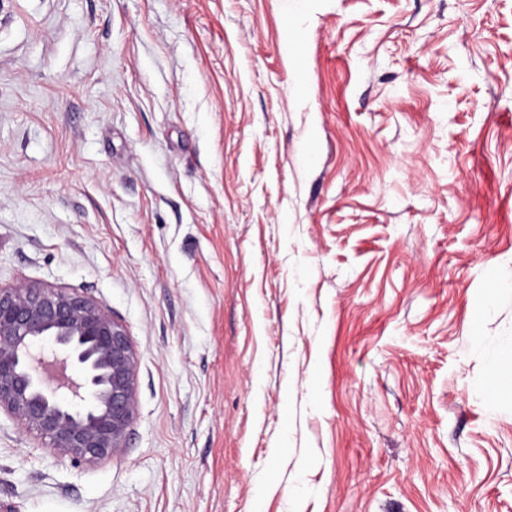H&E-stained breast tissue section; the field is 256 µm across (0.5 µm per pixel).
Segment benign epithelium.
I'll list each match as a JSON object with an SVG mask.
<instances>
[{
  "label": "benign epithelium",
  "instance_id": "1",
  "mask_svg": "<svg viewBox=\"0 0 512 512\" xmlns=\"http://www.w3.org/2000/svg\"><path fill=\"white\" fill-rule=\"evenodd\" d=\"M128 328L68 288L0 285V410L52 451L94 463L124 447L137 415Z\"/></svg>",
  "mask_w": 512,
  "mask_h": 512
}]
</instances>
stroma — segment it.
I'll use <instances>...</instances> for the list:
<instances>
[{
    "instance_id": "stroma-1",
    "label": "stroma",
    "mask_w": 512,
    "mask_h": 512,
    "mask_svg": "<svg viewBox=\"0 0 512 512\" xmlns=\"http://www.w3.org/2000/svg\"><path fill=\"white\" fill-rule=\"evenodd\" d=\"M22 279L138 413L89 464L0 412V512H512V0H0Z\"/></svg>"
}]
</instances>
